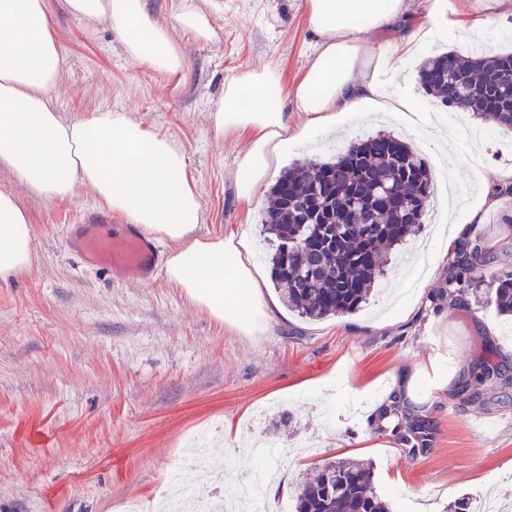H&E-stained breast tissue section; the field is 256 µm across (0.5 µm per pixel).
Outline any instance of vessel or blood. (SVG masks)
<instances>
[{
  "instance_id": "obj_1",
  "label": "vessel or blood",
  "mask_w": 512,
  "mask_h": 512,
  "mask_svg": "<svg viewBox=\"0 0 512 512\" xmlns=\"http://www.w3.org/2000/svg\"><path fill=\"white\" fill-rule=\"evenodd\" d=\"M67 245L86 268L112 278H152L163 262L149 233L135 224L115 228L101 218L87 219L67 229Z\"/></svg>"
}]
</instances>
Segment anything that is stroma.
I'll use <instances>...</instances> for the list:
<instances>
[{
	"instance_id": "1",
	"label": "stroma",
	"mask_w": 512,
	"mask_h": 512,
	"mask_svg": "<svg viewBox=\"0 0 512 512\" xmlns=\"http://www.w3.org/2000/svg\"><path fill=\"white\" fill-rule=\"evenodd\" d=\"M217 38L181 37L189 59L185 80L168 79L130 61L107 25L85 34L64 12L56 28L64 63L58 105L78 120L101 110L131 111L150 132L185 151L202 201L200 236L249 232L253 261L269 270L263 222L270 189L251 212L233 200L229 171L247 137L220 134L212 115L224 83L261 61L277 63L285 82L305 69L315 38L301 0H223ZM428 113L456 127L460 146L440 167L426 155L435 182L469 186L453 212L431 196L421 225L388 254V267L359 310L320 320L288 311L274 287L264 288L263 330L247 336L211 318L166 277L111 282L68 251L66 225L99 206L91 187L64 202L24 196L34 223L31 269L0 280V512H119L126 499L151 502L179 481L207 496L195 468L183 465L192 437L208 430L210 457L226 461L222 489L255 465L254 444L271 441L267 461L278 477L267 488L272 512L290 503V487L328 459H360L394 512H444L489 487L512 491V402L472 405L456 387L484 347L512 364V318L491 302L484 280L464 300L440 297L448 259L435 255L427 277L410 286L405 269L417 244L434 245L441 221L484 232L504 247L496 272L512 271V200L469 225L464 213L512 170V130L440 106L419 85L417 66L401 76ZM385 133L422 149L397 122L379 113L344 118L336 133L288 141L270 174L335 154L346 137ZM412 389L404 428H420L426 454L377 427L386 398Z\"/></svg>"
}]
</instances>
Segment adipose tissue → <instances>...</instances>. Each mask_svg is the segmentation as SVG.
<instances>
[{
	"label": "adipose tissue",
	"mask_w": 512,
	"mask_h": 512,
	"mask_svg": "<svg viewBox=\"0 0 512 512\" xmlns=\"http://www.w3.org/2000/svg\"><path fill=\"white\" fill-rule=\"evenodd\" d=\"M59 7L82 22L86 33L106 24L131 61L179 85L187 59L177 32L213 41L214 15L222 4L213 0L206 11L196 0H172L166 21L155 16L149 0H0V171L49 202L91 186L102 208L168 244L170 283L216 321L254 332L265 304L262 274L247 260L251 240L195 236L202 202L184 151L126 111L62 118L54 20ZM304 14L316 42L297 81L285 83L276 63L261 62L224 84L215 129L250 138L230 173L238 205L254 203L274 166L289 129V102L307 116L296 133L300 139L312 129L333 131L345 115L366 110L395 115L406 130L447 151L455 131L434 127L395 80L428 42L480 41L492 16L512 15V0H427L421 15L411 13L408 0H304ZM32 239L27 210L12 190L0 188V279L30 269Z\"/></svg>",
	"instance_id": "adipose-tissue-1"
}]
</instances>
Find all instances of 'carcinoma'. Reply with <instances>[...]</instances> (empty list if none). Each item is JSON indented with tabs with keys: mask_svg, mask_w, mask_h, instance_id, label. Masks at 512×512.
<instances>
[{
	"mask_svg": "<svg viewBox=\"0 0 512 512\" xmlns=\"http://www.w3.org/2000/svg\"><path fill=\"white\" fill-rule=\"evenodd\" d=\"M512 67V52L483 58L446 53L424 60L419 80L445 106L491 117L512 129V89L500 75ZM461 76L482 85L475 95L459 87ZM432 174L422 155L390 135L350 139L331 161L288 168L272 188L267 212L271 279L282 302L302 319L341 316L358 309L376 277L384 274L386 250L406 241L414 225L408 211L427 205ZM500 249L480 233L464 238L451 255L448 291L463 297L478 286ZM493 302L512 315V273L494 277ZM512 391V365L485 358L458 385L467 403H482L489 391ZM400 397L379 415L402 430ZM295 512H391L368 464L328 461L298 485Z\"/></svg>",
	"mask_w": 512,
	"mask_h": 512,
	"instance_id": "1",
	"label": "carcinoma"
}]
</instances>
